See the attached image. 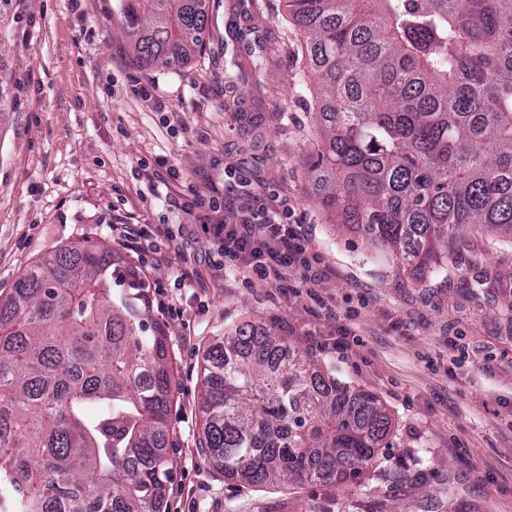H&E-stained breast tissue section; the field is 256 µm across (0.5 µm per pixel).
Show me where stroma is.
I'll return each mask as SVG.
<instances>
[{"label":"stroma","instance_id":"obj_1","mask_svg":"<svg viewBox=\"0 0 512 512\" xmlns=\"http://www.w3.org/2000/svg\"><path fill=\"white\" fill-rule=\"evenodd\" d=\"M204 51L138 64L117 0H17L0 44V303L55 249L104 242L148 285L177 389L166 512H512V244L478 243L447 277L413 284L313 203L305 174L312 92L281 0H210ZM167 102L154 111L135 87ZM241 182L224 191V171ZM276 199L309 242L317 297L219 267L188 209ZM148 226L136 250L125 233ZM169 234H162V227ZM275 318L336 377L376 394L395 429L353 484L251 487L198 444L201 364L225 326Z\"/></svg>","mask_w":512,"mask_h":512}]
</instances>
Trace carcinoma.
Listing matches in <instances>:
<instances>
[{
    "label": "carcinoma",
    "instance_id": "1",
    "mask_svg": "<svg viewBox=\"0 0 512 512\" xmlns=\"http://www.w3.org/2000/svg\"><path fill=\"white\" fill-rule=\"evenodd\" d=\"M317 83L307 177L331 220L419 284L476 229L512 240V0H284ZM143 66L203 50L209 0H118ZM112 249L56 250L0 305V512H164L166 329ZM199 443L252 486L356 480L392 418L276 319L206 354Z\"/></svg>",
    "mask_w": 512,
    "mask_h": 512
}]
</instances>
